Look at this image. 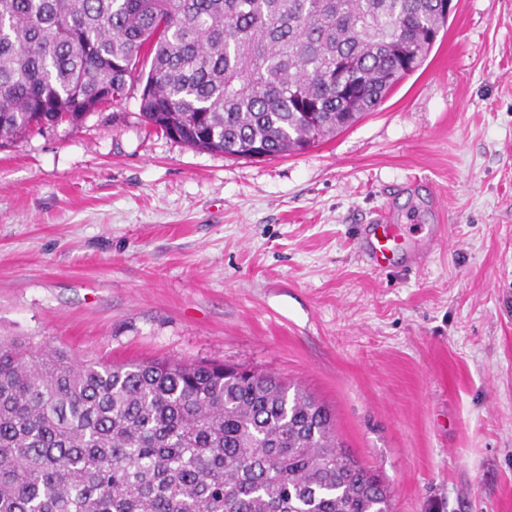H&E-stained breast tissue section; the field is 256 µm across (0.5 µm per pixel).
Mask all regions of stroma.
Masks as SVG:
<instances>
[{
    "label": "stroma",
    "mask_w": 512,
    "mask_h": 512,
    "mask_svg": "<svg viewBox=\"0 0 512 512\" xmlns=\"http://www.w3.org/2000/svg\"><path fill=\"white\" fill-rule=\"evenodd\" d=\"M142 89L0 147V336L279 376L395 512H512V0H457L417 71L299 155L188 148ZM390 203L407 239L445 227L421 269L355 252Z\"/></svg>",
    "instance_id": "1"
}]
</instances>
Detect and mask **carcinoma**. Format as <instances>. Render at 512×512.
Masks as SVG:
<instances>
[{
    "label": "carcinoma",
    "mask_w": 512,
    "mask_h": 512,
    "mask_svg": "<svg viewBox=\"0 0 512 512\" xmlns=\"http://www.w3.org/2000/svg\"><path fill=\"white\" fill-rule=\"evenodd\" d=\"M444 0H0V141L77 124L150 59L140 116L185 146L300 153L416 71ZM0 512H393L330 409L222 364L0 340Z\"/></svg>",
    "instance_id": "1"
}]
</instances>
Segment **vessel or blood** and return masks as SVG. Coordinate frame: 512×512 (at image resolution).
Returning <instances> with one entry per match:
<instances>
[{"label": "vessel or blood", "instance_id": "vessel-or-blood-1", "mask_svg": "<svg viewBox=\"0 0 512 512\" xmlns=\"http://www.w3.org/2000/svg\"><path fill=\"white\" fill-rule=\"evenodd\" d=\"M358 253L376 270L389 269L396 253L410 250L413 260H421L431 250L430 240L408 242L402 225L390 223L386 211H378L373 223L358 235Z\"/></svg>", "mask_w": 512, "mask_h": 512}]
</instances>
